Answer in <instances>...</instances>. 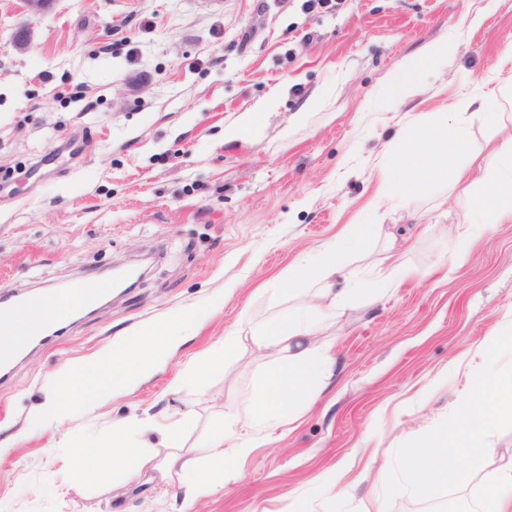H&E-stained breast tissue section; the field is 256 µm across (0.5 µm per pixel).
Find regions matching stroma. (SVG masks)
<instances>
[{
  "label": "stroma",
  "instance_id": "35a3bbf8",
  "mask_svg": "<svg viewBox=\"0 0 512 512\" xmlns=\"http://www.w3.org/2000/svg\"><path fill=\"white\" fill-rule=\"evenodd\" d=\"M26 27L27 49L12 37ZM448 37V57L394 99L401 63ZM512 78V0H56L30 16L0 0V294H31L148 269L131 290L71 320L0 379V512H182L184 490L153 467L112 490L49 498L72 477L70 447L130 414L189 415L182 458L245 396L268 351L244 342L225 376L177 387L184 363L232 329L292 306L271 293L298 259L330 242L375 202L381 159L426 112L455 102L484 111ZM246 112L259 132L225 140ZM309 113L306 124L294 115ZM84 134L75 160L58 146ZM458 192L436 186L400 207L349 267L389 284L359 298L320 337L335 374L291 429L256 439L235 481L196 512H362L383 493L396 449L450 415L489 336L512 321V222L476 233L469 260L445 266L463 221ZM415 277L391 283L390 242ZM217 313L167 366L84 417L26 432L43 383L169 310ZM344 468L356 487L336 500Z\"/></svg>",
  "mask_w": 512,
  "mask_h": 512
}]
</instances>
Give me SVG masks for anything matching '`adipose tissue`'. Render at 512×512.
<instances>
[{"instance_id":"obj_1","label":"adipose tissue","mask_w":512,"mask_h":512,"mask_svg":"<svg viewBox=\"0 0 512 512\" xmlns=\"http://www.w3.org/2000/svg\"><path fill=\"white\" fill-rule=\"evenodd\" d=\"M447 56L448 41L443 38L429 44L420 57L405 60L401 77L392 86L393 96L404 100L417 95L419 74L439 67ZM500 99V111L482 112L475 118L465 112L423 115L381 161L383 177L378 201L402 203L424 194L435 183L460 188L467 202L469 229L453 239L450 261L455 265L465 263L470 255L471 228L487 230L503 219H512V137L497 146L490 160L478 162L479 179L466 180L457 164L458 158L474 155L472 120L495 125L512 123V88L501 89ZM377 231L376 210H364L358 223L344 228L330 245L304 256L297 266L289 268V280L304 283L294 306L262 322L242 314L235 328L188 360L181 382L200 387L225 374L228 360L243 341H251L278 356L250 393L228 407L221 421L206 433L200 443L203 457L184 460L174 456L164 465L166 479L184 488L187 506L215 495L235 480V461L251 448L250 440L240 438V430L268 433L290 425L298 419L305 400L318 396L327 387L334 359L328 347L317 342L316 335L351 297L379 294L378 284L354 273L349 274L346 287L334 285L346 260L359 253ZM75 310L74 301L66 295L32 299L12 317L0 318V350L16 352L32 335L45 330L47 319L59 321ZM214 311V306L206 304L172 310L143 324L133 334L112 339L90 356L65 364L47 381L46 398L30 413L27 430L56 425L132 391L160 365L168 363ZM156 427L160 428L166 447H181L182 421L160 426L150 416L120 419L108 437L91 434L82 439L71 456L78 474L76 489L135 481L154 458L153 450L144 447L141 438Z\"/></svg>"}]
</instances>
